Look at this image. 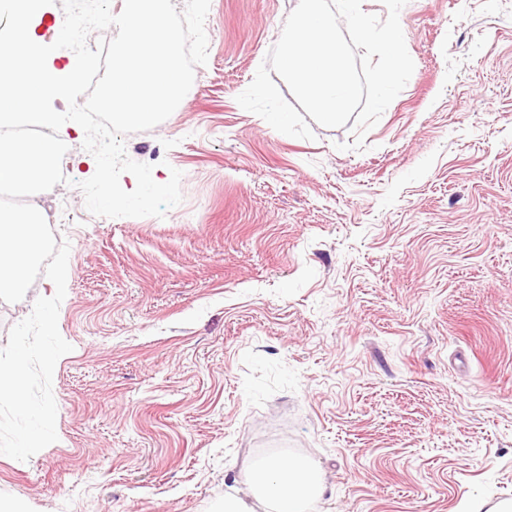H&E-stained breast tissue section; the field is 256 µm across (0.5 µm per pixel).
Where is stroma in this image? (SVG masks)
<instances>
[{
    "label": "stroma",
    "instance_id": "1",
    "mask_svg": "<svg viewBox=\"0 0 512 512\" xmlns=\"http://www.w3.org/2000/svg\"><path fill=\"white\" fill-rule=\"evenodd\" d=\"M298 0H211L208 61L124 136L163 217L53 227L70 245L58 439L0 454L11 512H220L272 454L317 512L512 501V0H408L415 69L365 135L274 130L236 101ZM0 301V348L37 298Z\"/></svg>",
    "mask_w": 512,
    "mask_h": 512
}]
</instances>
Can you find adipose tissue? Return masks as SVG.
<instances>
[{
    "mask_svg": "<svg viewBox=\"0 0 512 512\" xmlns=\"http://www.w3.org/2000/svg\"><path fill=\"white\" fill-rule=\"evenodd\" d=\"M254 493L272 512H312L322 490V475L310 461L296 456L273 455L251 475Z\"/></svg>",
    "mask_w": 512,
    "mask_h": 512,
    "instance_id": "1",
    "label": "adipose tissue"
}]
</instances>
